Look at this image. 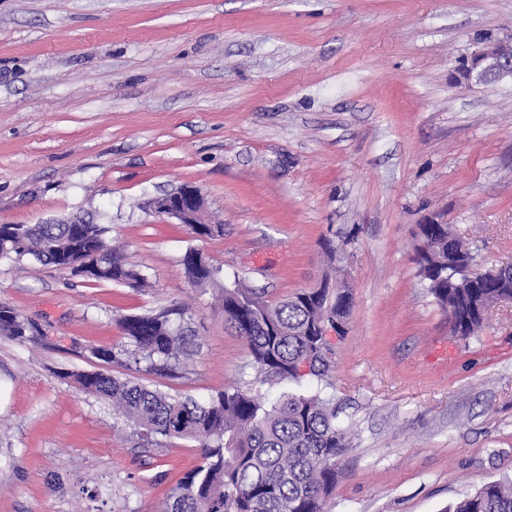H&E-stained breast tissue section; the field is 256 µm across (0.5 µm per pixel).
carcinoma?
<instances>
[{
    "label": "carcinoma",
    "instance_id": "cac0c4a2",
    "mask_svg": "<svg viewBox=\"0 0 512 512\" xmlns=\"http://www.w3.org/2000/svg\"><path fill=\"white\" fill-rule=\"evenodd\" d=\"M106 233L107 227L93 223L2 224L0 257L68 268L97 254L92 282L145 286V275L106 241ZM415 262L428 292L446 311L463 314L476 301L501 292L497 281L475 273L473 257L438 266L417 255ZM181 266L194 288L215 284L220 273L212 265L197 264L192 249L184 253ZM221 294L226 324L249 349L254 382L292 384L296 390L265 398L239 386L199 402L101 371H70L62 378L111 403L113 414L134 426L145 445L159 438L198 443L199 463L172 489L163 512H323L351 438L336 423L331 402L302 381L328 377L334 350L320 326L347 317L348 303L302 290L271 304L237 280L224 285ZM171 315L163 310L119 319L135 353L150 362L149 372L169 369L193 352L191 330ZM0 336L27 339L7 307L0 314ZM303 365L305 373L300 372ZM448 512H512V481L489 482Z\"/></svg>",
    "mask_w": 512,
    "mask_h": 512
}]
</instances>
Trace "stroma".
<instances>
[{
  "instance_id": "1",
  "label": "stroma",
  "mask_w": 512,
  "mask_h": 512,
  "mask_svg": "<svg viewBox=\"0 0 512 512\" xmlns=\"http://www.w3.org/2000/svg\"><path fill=\"white\" fill-rule=\"evenodd\" d=\"M489 38H512V0H0V224L108 225L148 279L0 257V306L35 330L0 336V512H162L196 442L142 449L59 374L199 400L252 381L191 248L273 303L349 283L316 386L352 440L325 512H447L511 479L512 304L452 335L414 261L436 217L482 269L512 263V84L457 70ZM184 184L223 235L145 209ZM167 309L197 351L154 374L118 320ZM194 252V249H188L181 259L183 274L187 279V282L195 288H206L207 286L214 285L221 270L211 264H209L208 267H203L197 264L196 261L198 263H204L207 261L199 250L195 254V261Z\"/></svg>"
}]
</instances>
